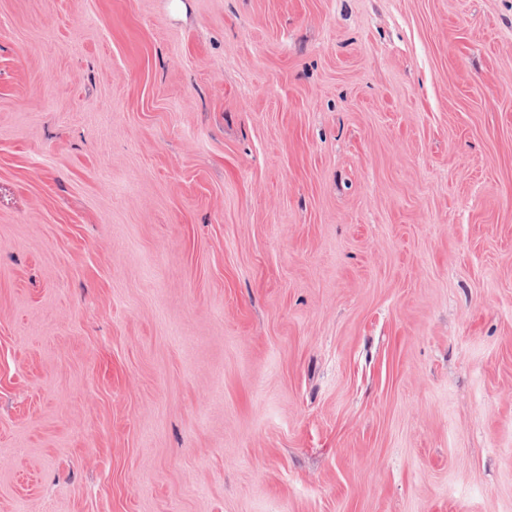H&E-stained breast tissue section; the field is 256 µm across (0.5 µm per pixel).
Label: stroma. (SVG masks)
<instances>
[{"mask_svg":"<svg viewBox=\"0 0 512 512\" xmlns=\"http://www.w3.org/2000/svg\"><path fill=\"white\" fill-rule=\"evenodd\" d=\"M0 512H512V0H0Z\"/></svg>","mask_w":512,"mask_h":512,"instance_id":"stroma-1","label":"stroma"}]
</instances>
